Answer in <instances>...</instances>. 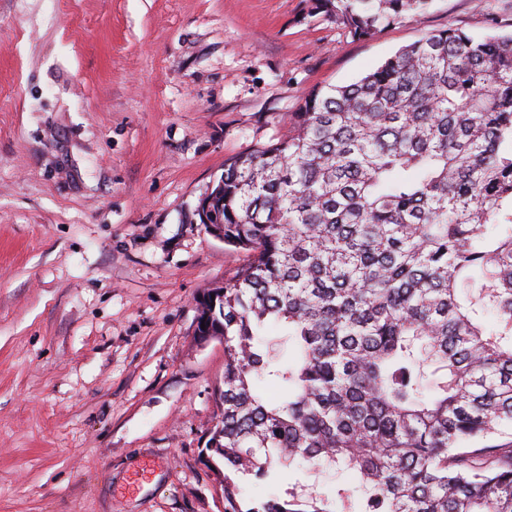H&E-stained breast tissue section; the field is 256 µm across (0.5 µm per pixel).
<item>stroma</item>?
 <instances>
[{"mask_svg":"<svg viewBox=\"0 0 512 512\" xmlns=\"http://www.w3.org/2000/svg\"><path fill=\"white\" fill-rule=\"evenodd\" d=\"M512 32V0H434L356 39L308 0H0V512H224L203 461L224 343L196 300L247 261L201 224L227 159L287 134L447 28ZM302 484L358 512L355 471Z\"/></svg>","mask_w":512,"mask_h":512,"instance_id":"35a3bbf8","label":"stroma"}]
</instances>
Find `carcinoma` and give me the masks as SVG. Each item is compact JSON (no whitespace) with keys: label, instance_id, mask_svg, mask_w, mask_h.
Here are the masks:
<instances>
[{"label":"carcinoma","instance_id":"cac0c4a2","mask_svg":"<svg viewBox=\"0 0 512 512\" xmlns=\"http://www.w3.org/2000/svg\"><path fill=\"white\" fill-rule=\"evenodd\" d=\"M432 2L310 12L365 39ZM210 209L249 253L197 307V338L224 340L204 454L224 512H336L241 498L296 464L356 471L363 512H512V449L468 450L512 425V34L448 28L309 92Z\"/></svg>","mask_w":512,"mask_h":512}]
</instances>
